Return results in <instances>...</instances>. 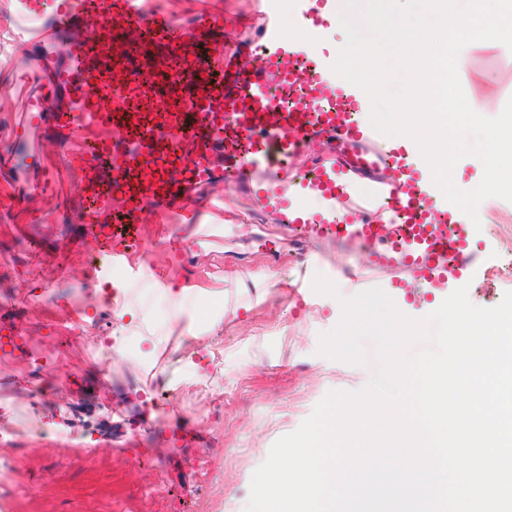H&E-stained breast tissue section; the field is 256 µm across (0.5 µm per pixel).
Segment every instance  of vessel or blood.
<instances>
[{"label": "vessel or blood", "mask_w": 512, "mask_h": 512, "mask_svg": "<svg viewBox=\"0 0 512 512\" xmlns=\"http://www.w3.org/2000/svg\"><path fill=\"white\" fill-rule=\"evenodd\" d=\"M307 32L296 42L280 0H264L256 42L233 43L224 14L201 10L177 22L145 0H16L41 19L24 36L34 54L15 76L18 139L53 135L73 175L75 212L99 252L121 265L146 224L194 218L198 189L247 188L258 205L302 229L308 242L332 234L364 245L368 266L396 273V288L439 292L478 275L492 247L474 252L455 231L430 173L411 146L357 120L366 94L331 70L322 36L340 0H294ZM333 149L314 175L297 157L321 139ZM39 177L20 200L29 220L59 193L38 152Z\"/></svg>", "instance_id": "vessel-or-blood-1"}]
</instances>
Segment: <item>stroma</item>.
<instances>
[{
  "label": "stroma",
  "mask_w": 512,
  "mask_h": 512,
  "mask_svg": "<svg viewBox=\"0 0 512 512\" xmlns=\"http://www.w3.org/2000/svg\"><path fill=\"white\" fill-rule=\"evenodd\" d=\"M36 19L0 0V84L19 63L11 32ZM459 78L478 114L494 117L512 98V53L465 47ZM0 175V431L16 430L0 459L15 473L0 490V512H245L254 471L271 446L295 431L331 390L355 391L373 370L318 355L321 333L341 308L311 286L321 274L346 296L387 288L390 273L364 271L365 251L326 239L304 246L278 217L245 195L224 192L233 212L205 211L199 223L176 217L144 225L147 253L132 255L128 299L160 332L154 317L161 287L188 286L187 303L207 331L202 341L171 335L159 359L119 358L110 349L121 323L109 297L95 295L89 264L93 243L69 217L73 201L43 203L45 219L30 224ZM496 245L495 265L512 263V202L491 197L478 212ZM276 241L277 254L265 244ZM265 302H258V295ZM237 316L208 326L211 308ZM224 357L213 362L215 349ZM164 373L165 399L145 398L153 370ZM213 373L225 402L195 403L186 391Z\"/></svg>",
  "instance_id": "1"
}]
</instances>
